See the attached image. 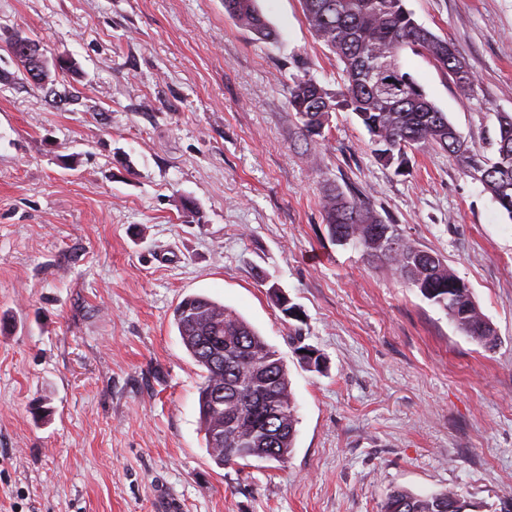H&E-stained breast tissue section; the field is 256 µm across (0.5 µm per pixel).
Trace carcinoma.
Listing matches in <instances>:
<instances>
[{"label": "carcinoma", "mask_w": 512, "mask_h": 512, "mask_svg": "<svg viewBox=\"0 0 512 512\" xmlns=\"http://www.w3.org/2000/svg\"><path fill=\"white\" fill-rule=\"evenodd\" d=\"M316 38L344 65L346 82L336 93L311 78H298L289 91L288 107L302 135L323 134L328 114H356L371 136L376 158L386 166L403 165L408 148L437 147L463 171L481 182L512 218V114L502 112L494 157L472 153L446 113L427 98L408 76L401 53L409 49L431 58L464 92L475 87L473 73L462 64L455 47L413 18L405 0H299ZM225 12L259 39L275 32L257 0H224ZM330 236L338 243H357L370 262L383 261L424 298L439 306L462 333L487 351L497 346L496 331L481 312L471 288L439 255L405 239L368 200L334 187L322 199ZM269 291L281 312L299 318L297 307L272 285ZM174 325L192 358L205 369L199 395L200 423L210 455L231 464L252 456L285 462L296 439V405L286 364L260 333L235 311L203 295L184 298L174 310ZM299 359L322 372V358L309 345H297ZM254 369L268 379L261 385H240V371ZM224 390V409H211L210 392ZM235 424L224 426V444L214 452L217 428L230 411ZM477 506L463 493L445 490L418 496L397 489L384 512H474Z\"/></svg>", "instance_id": "cac0c4a2"}]
</instances>
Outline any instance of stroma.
Instances as JSON below:
<instances>
[{
    "label": "stroma",
    "mask_w": 512,
    "mask_h": 512,
    "mask_svg": "<svg viewBox=\"0 0 512 512\" xmlns=\"http://www.w3.org/2000/svg\"><path fill=\"white\" fill-rule=\"evenodd\" d=\"M257 4L276 42L224 0H0V512H382L396 489L501 512L512 498V219L438 148L383 165L354 113L301 136L289 87L305 75L339 91L343 65L299 0ZM405 5L476 86L408 49L404 70L493 156L512 113V0ZM18 36L78 75L29 82ZM331 185L442 256L497 348L333 242ZM194 294L284 360L298 418L285 462L211 457L204 370L173 321ZM298 335L323 372L294 354Z\"/></svg>",
    "instance_id": "obj_1"
}]
</instances>
